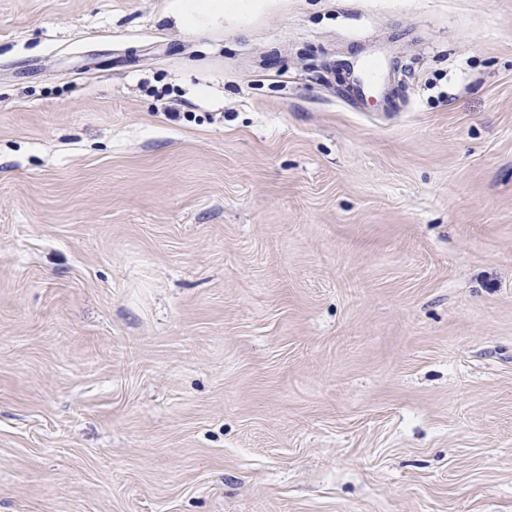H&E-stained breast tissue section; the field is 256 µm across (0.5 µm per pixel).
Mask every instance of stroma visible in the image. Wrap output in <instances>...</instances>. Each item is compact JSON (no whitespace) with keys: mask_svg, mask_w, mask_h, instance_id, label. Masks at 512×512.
<instances>
[{"mask_svg":"<svg viewBox=\"0 0 512 512\" xmlns=\"http://www.w3.org/2000/svg\"><path fill=\"white\" fill-rule=\"evenodd\" d=\"M193 2L0 0V512H512V0ZM385 69L379 63L360 65L356 79L353 81L351 94L362 100L367 95L385 93Z\"/></svg>","mask_w":512,"mask_h":512,"instance_id":"obj_1","label":"stroma"}]
</instances>
